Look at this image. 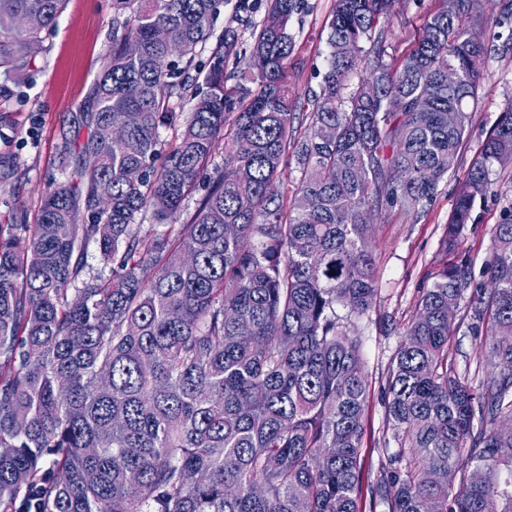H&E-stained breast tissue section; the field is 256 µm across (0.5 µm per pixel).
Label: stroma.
I'll return each mask as SVG.
<instances>
[{"instance_id": "obj_1", "label": "stroma", "mask_w": 512, "mask_h": 512, "mask_svg": "<svg viewBox=\"0 0 512 512\" xmlns=\"http://www.w3.org/2000/svg\"><path fill=\"white\" fill-rule=\"evenodd\" d=\"M250 20L236 18L225 5L214 19L210 37L225 28L238 35L240 50H248L255 24L267 12V0H253ZM442 0H395L389 16L376 29L384 61L399 60L415 47L424 17ZM335 0H302L290 34L294 42L292 84L298 100V136L310 130L309 115L322 94V76L329 52V21ZM484 38L494 50L487 57L479 101L454 166L441 182L433 201L419 216L386 206L373 220V255L378 292L359 324L363 370L369 388L363 415L364 480L373 482L397 449L385 423L384 400L389 371L400 342L398 329L416 316L418 302L443 262L442 239L453 213L462 179L502 112L512 107V22L502 23L493 4H486ZM112 42V0H69L55 26L46 33L41 50L28 58L19 76L0 77V155L19 160L16 179L0 185V224L16 212L35 221L49 184L70 175L58 155L62 134L74 133L73 118L83 106ZM494 193L476 202L472 220L458 248L472 262L476 282L489 281V234L512 204V164L494 166Z\"/></svg>"}]
</instances>
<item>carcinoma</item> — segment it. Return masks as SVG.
<instances>
[{"label":"carcinoma","instance_id":"1","mask_svg":"<svg viewBox=\"0 0 512 512\" xmlns=\"http://www.w3.org/2000/svg\"><path fill=\"white\" fill-rule=\"evenodd\" d=\"M66 2L0 0L3 76ZM224 2L112 0V47L80 115L87 137L63 153L76 181L49 187L35 223L17 212L0 224V512H361L373 218L385 201L420 214L448 175L479 101L483 0L428 15L392 64L373 38L387 0H335L323 97L299 139L297 0H270L236 83L227 30L206 90L188 91ZM361 56L375 91L345 96ZM187 95L190 116L166 144L160 129ZM290 152L302 179L286 206ZM511 162L512 108L462 180L446 260L401 333L385 404L399 451L376 480L388 512H512V456L497 453L512 448L499 425L512 418V208L491 230L490 287L457 251L492 167ZM393 167L405 173L396 188ZM200 190L189 223L142 233L139 215L168 219ZM91 242L111 277L88 276ZM450 306L486 331L477 390L448 367ZM448 468L455 481L437 483Z\"/></svg>","mask_w":512,"mask_h":512}]
</instances>
